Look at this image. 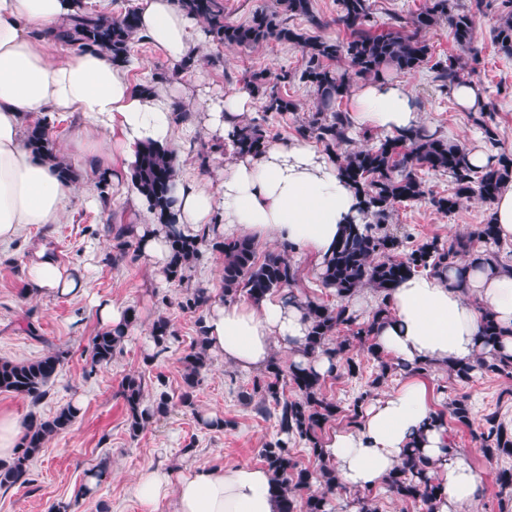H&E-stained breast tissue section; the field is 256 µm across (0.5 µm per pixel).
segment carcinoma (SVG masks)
Segmentation results:
<instances>
[{
	"instance_id": "carcinoma-1",
	"label": "carcinoma",
	"mask_w": 512,
	"mask_h": 512,
	"mask_svg": "<svg viewBox=\"0 0 512 512\" xmlns=\"http://www.w3.org/2000/svg\"><path fill=\"white\" fill-rule=\"evenodd\" d=\"M497 2V23L493 41L498 52L512 57V0H426V4L408 17L400 19V28L376 33L373 31L371 0H336V25L349 31L345 40L312 36L290 23L300 17L312 27L327 26L313 10V0H277L283 6L280 13L260 8L246 24L229 20L221 0H178L187 13L203 20L212 43L217 47L254 48L276 42L297 48L302 53L300 75L287 69L274 77L251 74L245 83L260 100L262 116L243 119L233 133V146L240 154H259L270 144L263 124L276 116L293 115L298 103L282 88L294 79L305 83L314 94L315 110L300 121L297 134L314 139L334 155L340 175L362 198L363 223L351 224L337 242L331 255L323 261L319 279L330 290L336 303L312 299L296 288L298 267L291 247L256 257L255 241L250 237L226 238L213 241L206 231L194 237L171 232V260L164 274L166 281L183 283L201 250L210 248L223 255L221 270L224 301L232 302L244 296L254 303L266 296L281 293L288 299L304 300L309 321L305 354L315 359L324 353L336 361V376H355L360 365L350 356L358 347L366 351L375 364L368 389L356 396L346 407L340 406L323 392L326 377L300 364H285L275 356L263 375L253 381L248 399L259 398L260 412H273L278 436L260 450L266 468L273 476V489L280 502V512H297L298 498H303L302 512H334L333 500L346 491L336 482L335 468L323 458L321 432L324 427L344 415L355 426L363 404L374 390L388 378L398 374L423 375L428 366H409L393 362L380 352L374 342L376 320L389 312V299L406 277L418 273L442 272L453 266H466L471 257L490 268L503 264L502 242L498 238L493 217L483 224H474L460 235L445 241L433 237L422 243L410 234L388 228L396 205L418 202L425 198L436 211L448 214L473 199L492 203L501 190L512 184V152L502 151L495 162L475 170L468 163L469 148L454 143L438 131L421 125L407 132L379 137L376 144L357 148L356 137L372 138L366 131H352L348 113L341 109L342 101L351 93L358 79L376 80L388 72L411 73L430 66L438 87L445 94L464 81V67L452 56L433 57L423 33L446 23L457 46L477 55L474 48L476 17ZM137 12L132 6L107 20L77 5V15L60 30V37L77 50H100L114 61L130 62L138 38ZM343 61L346 68L336 70L334 64ZM496 112L486 106L472 117L474 125L493 147L499 144L496 133ZM26 140L33 154L55 163L61 177L69 180L73 173L57 155L55 142L48 130L37 122L26 130ZM423 170L448 174L454 183L449 196H427L419 173ZM177 178L176 157L164 148L147 145L138 154L132 167L131 180L143 196L157 222L169 228L173 224V190ZM372 289L379 298L371 318L362 319L351 307V300L363 289ZM209 288L198 285L185 301L183 310L201 312L206 308ZM505 329L490 311L483 313L481 337L486 346H495ZM125 339L120 330L104 329L90 342L91 368L107 366ZM149 340L160 355L177 341L168 318H157L150 327ZM62 354L55 352L38 359L16 362L0 360V391L10 392L33 403L47 394V387L60 366ZM205 348V327L198 319V336L183 356L184 372L178 404L187 409L196 406L202 372L208 367ZM484 374L512 376V356L491 352L479 353L475 360L448 367L449 378L466 385ZM121 396L127 413V429L137 437L153 420L166 416L173 399L162 392L146 399L142 378L125 379ZM79 410L67 405L46 419L31 418L13 459L0 464V489L26 487L33 483L31 462L52 437L64 432L77 418ZM441 419L471 427L474 414L465 397L454 398L446 409L437 411ZM480 452L489 461L512 456V429L501 420L500 412L482 416L480 431L474 434ZM300 440L319 467L315 472L302 466L290 444ZM430 461L419 449H412L404 461L387 478L389 496L400 502L421 504L424 512H434L439 485L428 476ZM108 476V467L99 465L86 474L88 481L80 485L78 495L87 496L93 488L89 479L101 483ZM318 487H313V483ZM497 496L512 497V469L503 468L496 476Z\"/></svg>"
}]
</instances>
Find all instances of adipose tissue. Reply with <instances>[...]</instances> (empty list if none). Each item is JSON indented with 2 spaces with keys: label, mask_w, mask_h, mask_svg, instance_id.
I'll return each instance as SVG.
<instances>
[{
  "label": "adipose tissue",
  "mask_w": 512,
  "mask_h": 512,
  "mask_svg": "<svg viewBox=\"0 0 512 512\" xmlns=\"http://www.w3.org/2000/svg\"><path fill=\"white\" fill-rule=\"evenodd\" d=\"M75 0H0V244L27 225L58 224L72 200L96 206L95 197L62 180L51 163L33 155L23 132L32 122L52 125L78 114L81 122L64 146L72 167L93 160L115 186H125L137 152L148 143L181 153L172 95H146L128 80L127 67L98 50L63 52L58 30ZM137 26L179 65L198 55L204 35L176 0H138ZM205 125L228 139L255 101L248 91L208 95ZM352 130L402 133L421 123L416 99L401 80L380 79L350 95ZM176 227L183 235L210 228L221 238L248 236L292 245L321 267L344 227L362 221L359 197L338 174L334 158L303 138L276 142L257 155H234L218 183L177 179ZM139 252L152 269L170 259L161 225H135ZM28 286L38 294L78 296L87 278L58 264L43 246L33 248ZM390 315L375 328L381 351L408 364L445 368L472 360L481 348V316L491 311L510 333L502 351L512 355V268L469 267L403 280L389 301ZM208 353L248 372L265 368L274 353L303 362L309 324L301 307L273 295L260 302L228 303L212 294L206 305ZM419 447L439 484L435 512H475L481 479L463 458L448 457V426L436 418L425 381L411 376L381 392L364 408L360 424L332 434L326 456L338 481L353 490L383 487L409 449ZM144 512L173 499L174 512H279L270 472L263 467H216L172 473L146 470L134 480Z\"/></svg>",
  "instance_id": "ef3b65f1"
}]
</instances>
